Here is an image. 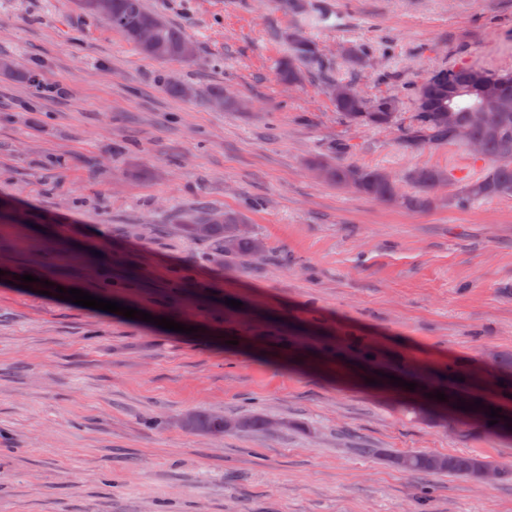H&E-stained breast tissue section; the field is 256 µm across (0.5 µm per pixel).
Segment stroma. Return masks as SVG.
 Wrapping results in <instances>:
<instances>
[{"mask_svg":"<svg viewBox=\"0 0 512 512\" xmlns=\"http://www.w3.org/2000/svg\"><path fill=\"white\" fill-rule=\"evenodd\" d=\"M315 2L319 21L146 0L194 44L186 62L144 57L74 0H0V512H512V435L407 412L452 375L473 397L498 396L473 371L512 385V198L452 205L484 161L401 140L433 70H512V0ZM297 30L330 75L399 98L396 122L349 121L315 74L278 82ZM219 86L234 109L209 103ZM314 157L449 180L411 211L317 178ZM203 209L241 212L264 254L185 238ZM357 372L418 388L344 383ZM189 412L269 427L196 432ZM391 453L472 455L498 477L411 474Z\"/></svg>","mask_w":512,"mask_h":512,"instance_id":"35a3bbf8","label":"stroma"}]
</instances>
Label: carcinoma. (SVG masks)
Here are the masks:
<instances>
[{
  "label": "carcinoma",
  "mask_w": 512,
  "mask_h": 512,
  "mask_svg": "<svg viewBox=\"0 0 512 512\" xmlns=\"http://www.w3.org/2000/svg\"><path fill=\"white\" fill-rule=\"evenodd\" d=\"M88 0H78L80 10L89 16L106 19L114 29L120 31L127 41L136 45L139 52L150 59L166 61L181 59V50L187 37L183 30L176 27L160 15L150 10L145 0H108L104 12L89 9ZM157 21L155 45L143 47L137 40V31L144 22ZM290 52L277 65L279 80L291 85L301 84L306 78L305 68L318 62V50L315 42L304 33L297 31L288 37ZM451 75L455 95V111L448 117L438 119L435 110L448 105V95L443 86L428 78L423 79L410 89L414 112L405 128L403 144L408 148L430 145L455 144L464 146L457 140L454 130L458 126L466 129L467 138L480 146L476 157L488 162L484 174L461 187L453 202L460 206L494 198L512 197V71L481 69L465 65L442 69ZM487 87L489 96L495 104L507 102L509 111L501 113L499 128L488 131L473 117V111L486 104L481 97L480 86ZM336 111L347 119L372 127L391 125L399 115L401 101L391 95L379 96L373 101L336 97L333 99ZM313 166L324 171L326 182L349 188L361 195L385 202L401 205L410 210H423L434 203L431 192L435 186L448 178L440 169L421 167L407 173L406 180L414 185L416 192L403 195L398 183L381 178V170L361 169L338 162L316 160ZM244 222V216L238 211L214 212L197 211L186 218L181 225L183 235L208 241L215 250L235 257H257L264 250L263 243L251 236L238 232V225ZM451 400L440 401L430 398L413 408L420 418H429L448 411ZM465 405L473 410L454 409L458 415L471 420L487 423L491 418L488 403L479 407L469 400ZM186 427L201 432H220L224 428V419L192 412L188 415ZM392 463L401 470L420 474L448 471L478 480L477 472L486 467L483 460L472 456H437L426 454H404L392 457Z\"/></svg>",
  "instance_id": "carcinoma-1"
}]
</instances>
